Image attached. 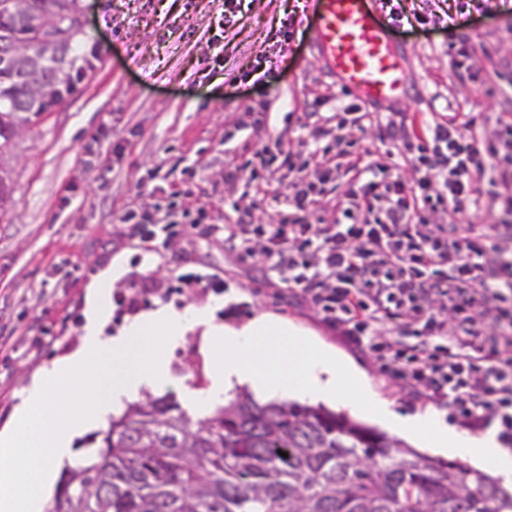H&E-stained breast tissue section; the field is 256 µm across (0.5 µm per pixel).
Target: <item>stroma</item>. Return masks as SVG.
<instances>
[{"mask_svg": "<svg viewBox=\"0 0 512 512\" xmlns=\"http://www.w3.org/2000/svg\"><path fill=\"white\" fill-rule=\"evenodd\" d=\"M224 0H78L83 19L74 89L22 127L0 166L12 186L0 219V429L31 379L75 350L83 336L90 285L111 268L113 292L131 280H169L182 270L219 273L223 294L150 295L134 311L111 307L99 327L119 336L137 315L164 307L204 310L216 324L239 326L261 314L315 334L365 371L371 387L405 416L431 412L449 428L463 424L446 408L411 396L345 337L292 293L270 286L259 268L225 253L221 241L176 236L161 260L138 262L120 216L153 211L169 193L204 204L209 221H229L226 199L252 208L253 221H271L277 197L292 178L284 152L304 155L303 139L358 141L384 157L377 126L342 121L338 81L313 46V0H242L222 22ZM402 10L395 37L403 43L411 94L387 104L415 121L440 122L449 113L474 119L477 138L512 121V0H395ZM455 15L458 27L445 20ZM318 109L317 122L307 120ZM267 150L274 177L266 199L232 177L256 150ZM204 325L181 328L164 344L166 382L144 396H166L203 418L248 393L271 400L247 383L204 403L214 387L208 373L216 343Z\"/></svg>", "mask_w": 512, "mask_h": 512, "instance_id": "1", "label": "stroma"}]
</instances>
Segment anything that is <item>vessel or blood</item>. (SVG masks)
<instances>
[{"label": "vessel or blood", "mask_w": 512, "mask_h": 512, "mask_svg": "<svg viewBox=\"0 0 512 512\" xmlns=\"http://www.w3.org/2000/svg\"><path fill=\"white\" fill-rule=\"evenodd\" d=\"M316 47L348 91L375 104L407 96L403 45L394 43L390 25L372 8V0H314Z\"/></svg>", "instance_id": "b4317fda"}]
</instances>
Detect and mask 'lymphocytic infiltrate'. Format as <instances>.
Segmentation results:
<instances>
[{
  "instance_id": "lymphocytic-infiltrate-1",
  "label": "lymphocytic infiltrate",
  "mask_w": 512,
  "mask_h": 512,
  "mask_svg": "<svg viewBox=\"0 0 512 512\" xmlns=\"http://www.w3.org/2000/svg\"><path fill=\"white\" fill-rule=\"evenodd\" d=\"M386 115V138L417 173L405 184L352 144H316L313 166L296 174L276 223L254 224L231 204L234 221L211 224L204 206L169 198L161 213L125 214L143 257L160 255L178 224L222 240L225 252L266 271L329 326L392 366L418 397L447 406L475 430L495 429L512 446V124L476 140L456 119L408 132ZM350 156L358 189L323 198L335 157ZM498 204L482 224L476 180ZM453 210L450 224H434Z\"/></svg>"
}]
</instances>
